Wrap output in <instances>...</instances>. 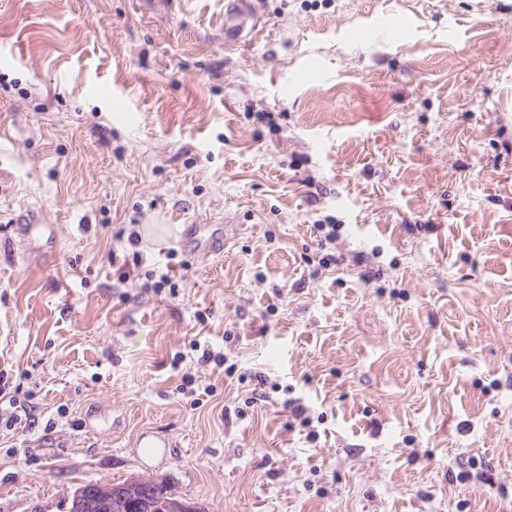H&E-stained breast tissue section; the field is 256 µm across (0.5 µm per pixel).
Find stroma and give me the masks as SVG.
<instances>
[{"label": "stroma", "mask_w": 512, "mask_h": 512, "mask_svg": "<svg viewBox=\"0 0 512 512\" xmlns=\"http://www.w3.org/2000/svg\"><path fill=\"white\" fill-rule=\"evenodd\" d=\"M253 2L0 0V512H512V0ZM257 26V17L251 0L224 2V45L242 43ZM206 225L207 224H186L187 230L182 236L183 243L188 246H191V244L199 247L204 246V250L210 253L224 249V235L222 236L221 232L217 233L213 231L208 239H202L200 234L203 229H205ZM192 229L193 232L190 233ZM80 491L72 512H183L196 511L199 507L177 496L161 481L131 478L119 483H95L80 485L71 496L69 509L76 493ZM86 496L89 495V496ZM181 503H184L179 507ZM190 503V504H187ZM181 508L182 511L179 510Z\"/></svg>", "instance_id": "stroma-1"}]
</instances>
